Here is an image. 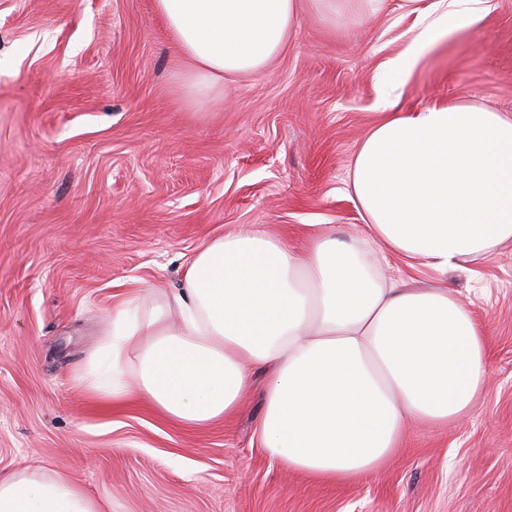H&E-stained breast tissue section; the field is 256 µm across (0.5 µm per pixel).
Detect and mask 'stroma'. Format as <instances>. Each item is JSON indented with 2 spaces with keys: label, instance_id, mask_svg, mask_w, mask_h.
<instances>
[{
  "label": "stroma",
  "instance_id": "35a3bbf8",
  "mask_svg": "<svg viewBox=\"0 0 512 512\" xmlns=\"http://www.w3.org/2000/svg\"><path fill=\"white\" fill-rule=\"evenodd\" d=\"M415 23L305 0L282 55L195 99L154 0H0V477L63 475L101 512H512L511 247L444 277L487 334L476 408L407 427L375 475L326 483L270 457L263 371L200 429L77 382L120 295L140 289L145 314L208 240L359 230L348 171ZM440 103L512 114V0L430 47L396 109Z\"/></svg>",
  "mask_w": 512,
  "mask_h": 512
}]
</instances>
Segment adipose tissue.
Wrapping results in <instances>:
<instances>
[{"instance_id":"obj_1","label":"adipose tissue","mask_w":512,"mask_h":512,"mask_svg":"<svg viewBox=\"0 0 512 512\" xmlns=\"http://www.w3.org/2000/svg\"><path fill=\"white\" fill-rule=\"evenodd\" d=\"M189 67L181 88L205 98L266 68L288 47L299 0H155ZM417 31L383 68L404 84L433 42L479 20L486 0H402ZM348 191L356 237L323 229L303 247L255 228L204 244L179 288L144 318L114 309L90 395H133L201 426L235 413L268 368L259 429L288 469L336 482L379 473L406 421L468 414L487 381L486 331L447 287L416 288L404 267L437 274L512 246V116L479 106L384 112L360 142ZM137 374L123 379L122 360ZM0 512H100L63 476L0 478Z\"/></svg>"}]
</instances>
